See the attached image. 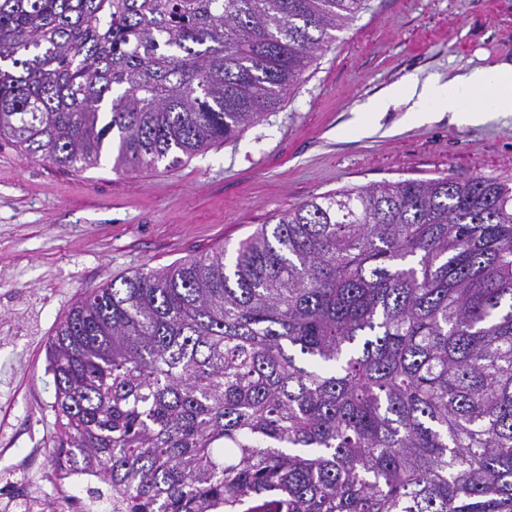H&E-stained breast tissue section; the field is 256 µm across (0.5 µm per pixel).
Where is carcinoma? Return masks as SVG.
I'll use <instances>...</instances> for the list:
<instances>
[{"label":"carcinoma","instance_id":"obj_1","mask_svg":"<svg viewBox=\"0 0 512 512\" xmlns=\"http://www.w3.org/2000/svg\"><path fill=\"white\" fill-rule=\"evenodd\" d=\"M367 0H0V140L172 167L266 120ZM107 283L49 347L112 512H512V187L313 197Z\"/></svg>","mask_w":512,"mask_h":512}]
</instances>
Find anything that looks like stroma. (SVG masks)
<instances>
[{"label":"stroma","instance_id":"obj_1","mask_svg":"<svg viewBox=\"0 0 512 512\" xmlns=\"http://www.w3.org/2000/svg\"><path fill=\"white\" fill-rule=\"evenodd\" d=\"M512 63V0H368L275 112L182 163L74 171L0 146V486L21 475L47 504L74 495L43 474L61 432L49 342L71 306L113 280L215 250L234 253L272 214L312 197L442 176L512 180V116L412 122L405 103L377 133L360 106L415 78Z\"/></svg>","mask_w":512,"mask_h":512}]
</instances>
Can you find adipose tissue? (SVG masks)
<instances>
[{
    "label": "adipose tissue",
    "instance_id": "ef3b65f1",
    "mask_svg": "<svg viewBox=\"0 0 512 512\" xmlns=\"http://www.w3.org/2000/svg\"><path fill=\"white\" fill-rule=\"evenodd\" d=\"M395 101L407 103L411 119L429 121L442 115L477 125L497 115H512V64L474 70L445 80L408 79L379 98L365 103L351 123L356 134H374V120Z\"/></svg>",
    "mask_w": 512,
    "mask_h": 512
}]
</instances>
